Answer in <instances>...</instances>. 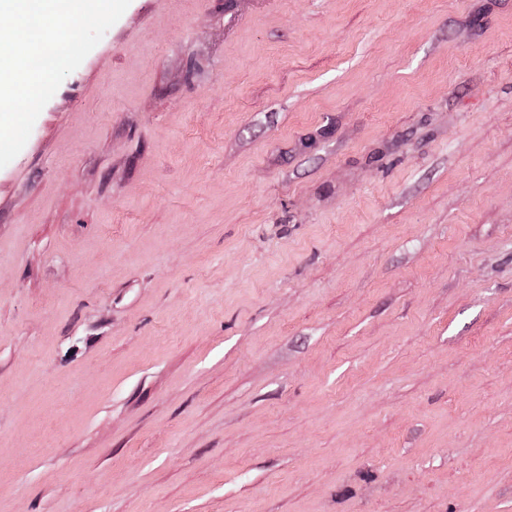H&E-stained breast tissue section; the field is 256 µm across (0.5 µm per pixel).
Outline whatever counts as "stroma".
Wrapping results in <instances>:
<instances>
[{"instance_id": "stroma-1", "label": "stroma", "mask_w": 512, "mask_h": 512, "mask_svg": "<svg viewBox=\"0 0 512 512\" xmlns=\"http://www.w3.org/2000/svg\"><path fill=\"white\" fill-rule=\"evenodd\" d=\"M0 512H512V0H131L0 168Z\"/></svg>"}]
</instances>
